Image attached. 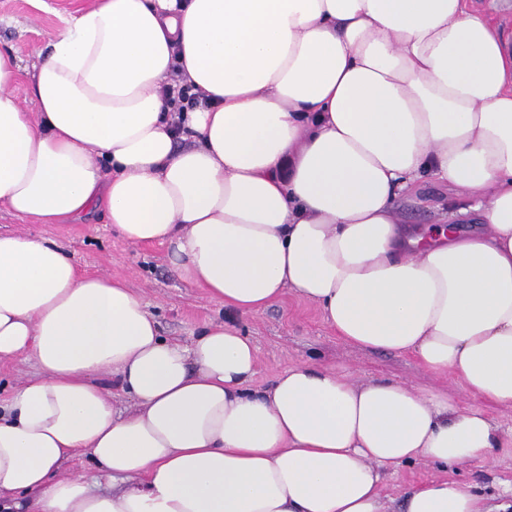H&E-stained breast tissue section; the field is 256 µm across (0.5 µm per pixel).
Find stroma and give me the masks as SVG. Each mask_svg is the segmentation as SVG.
Wrapping results in <instances>:
<instances>
[{
  "instance_id": "obj_1",
  "label": "stroma",
  "mask_w": 512,
  "mask_h": 512,
  "mask_svg": "<svg viewBox=\"0 0 512 512\" xmlns=\"http://www.w3.org/2000/svg\"><path fill=\"white\" fill-rule=\"evenodd\" d=\"M93 2L45 0L40 9L33 0H0V50L18 59L17 84H26L35 50L46 44L63 19ZM458 201L453 189L428 181L416 197L403 201L400 216L407 224H431L439 212L454 209ZM25 230L56 241L82 271L124 280L154 314L165 337L190 344L207 325L234 322L258 350L254 387L266 386L292 366L319 363L360 381L385 377L419 390L448 393L465 407L477 403L452 377L428 372L412 356L360 349L339 340L319 309L294 292H286L281 300L258 312L230 310L205 289L179 279L168 245L130 244L113 231L103 214L83 224H33L0 207L1 233ZM444 474L480 495L491 512L512 498L507 494L512 486V459L508 457L489 465L465 464L446 473L423 460L392 468L384 475L383 493L397 501L409 487Z\"/></svg>"
}]
</instances>
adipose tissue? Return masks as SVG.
Instances as JSON below:
<instances>
[{
	"mask_svg": "<svg viewBox=\"0 0 512 512\" xmlns=\"http://www.w3.org/2000/svg\"><path fill=\"white\" fill-rule=\"evenodd\" d=\"M18 67L0 51V207L103 211L225 306L293 291L343 342L412 355L484 405L313 363L252 388L236 325L184 346L124 281L0 233V363L39 366L0 399V512H388L382 468L512 456L485 411L512 407V40L469 0H96L22 89ZM177 80L204 101L176 119ZM427 180L464 205L402 223ZM80 456L95 476L62 472ZM402 512L487 510L439 478Z\"/></svg>",
	"mask_w": 512,
	"mask_h": 512,
	"instance_id": "1",
	"label": "adipose tissue"
}]
</instances>
